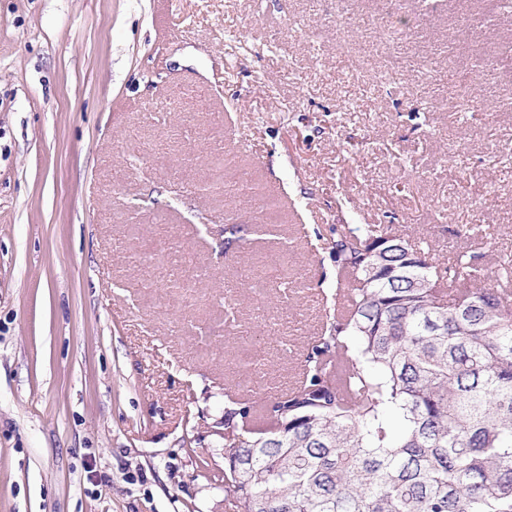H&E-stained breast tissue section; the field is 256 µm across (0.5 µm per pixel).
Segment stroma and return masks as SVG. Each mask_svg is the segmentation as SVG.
Here are the masks:
<instances>
[{"label": "stroma", "mask_w": 512, "mask_h": 512, "mask_svg": "<svg viewBox=\"0 0 512 512\" xmlns=\"http://www.w3.org/2000/svg\"><path fill=\"white\" fill-rule=\"evenodd\" d=\"M355 9L0 0V512H235L199 461L224 469L225 406L298 380L336 306L333 225L483 254L494 282L512 62L473 119L435 103L470 88L449 48L512 39V16L475 35L478 5L442 0L394 80L379 0Z\"/></svg>", "instance_id": "35a3bbf8"}]
</instances>
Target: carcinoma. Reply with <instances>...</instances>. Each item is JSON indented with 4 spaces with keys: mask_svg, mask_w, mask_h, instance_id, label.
Here are the masks:
<instances>
[{
    "mask_svg": "<svg viewBox=\"0 0 512 512\" xmlns=\"http://www.w3.org/2000/svg\"><path fill=\"white\" fill-rule=\"evenodd\" d=\"M330 318L301 378L224 408L236 512H512V256L437 264L381 224H336Z\"/></svg>",
    "mask_w": 512,
    "mask_h": 512,
    "instance_id": "cac0c4a2",
    "label": "carcinoma"
}]
</instances>
